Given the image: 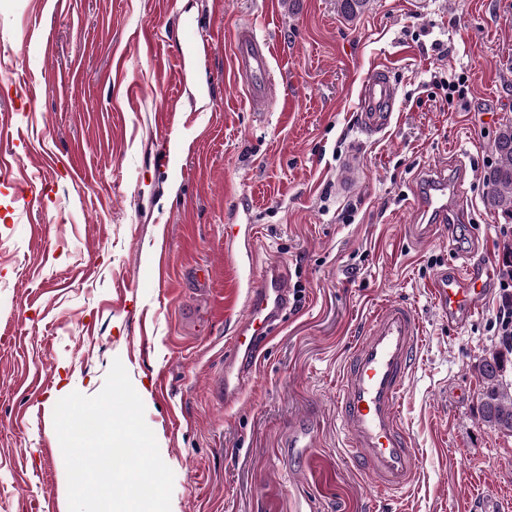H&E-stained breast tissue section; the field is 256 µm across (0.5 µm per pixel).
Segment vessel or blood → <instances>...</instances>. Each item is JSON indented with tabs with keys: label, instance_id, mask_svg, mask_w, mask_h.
I'll return each mask as SVG.
<instances>
[{
	"label": "vessel or blood",
	"instance_id": "obj_1",
	"mask_svg": "<svg viewBox=\"0 0 512 512\" xmlns=\"http://www.w3.org/2000/svg\"><path fill=\"white\" fill-rule=\"evenodd\" d=\"M200 27L194 19L181 24L179 48L191 57L197 48ZM272 52L268 42L251 28L235 35V79L248 92L257 112L268 111L274 100ZM398 96L387 69H375L360 91L358 124L369 137L386 131L395 119ZM361 169V156L350 152L338 179L341 192H348ZM461 184H449L445 176H426L414 210L432 214L431 224H413L409 230L417 242L445 231L451 217L448 199L463 196ZM494 288L486 261L465 256L463 262L437 272L431 294L439 312L449 323L462 326L480 313ZM293 290L284 266L267 263L254 273L246 292V310L239 315L233 335L224 348V375L217 393L225 404H236L253 383L260 364V350L278 332L293 306ZM422 345V329L416 312L396 300L378 305L361 336L348 350L336 388V418L343 435L345 460L385 494L407 492L418 478V450L402 424L400 402L410 383Z\"/></svg>",
	"mask_w": 512,
	"mask_h": 512
}]
</instances>
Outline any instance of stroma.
I'll list each match as a JSON object with an SVG mask.
<instances>
[{
	"label": "stroma",
	"mask_w": 512,
	"mask_h": 512,
	"mask_svg": "<svg viewBox=\"0 0 512 512\" xmlns=\"http://www.w3.org/2000/svg\"><path fill=\"white\" fill-rule=\"evenodd\" d=\"M185 18L202 27L188 64ZM244 24L273 49L267 112L233 77ZM382 66L396 117L372 140L359 94ZM455 69L468 94L452 103L435 79ZM510 124L512 0H371L353 18L338 0H0V512H69L58 392L98 394L117 359L174 473L171 512H382L343 459L336 384L376 305L399 299L423 343L402 399L420 476L397 512H512V436L483 423L475 370L512 288L462 327L429 291L457 250L507 268L512 217L484 174ZM429 170L463 171L468 198L452 236L421 246L406 226ZM245 222L250 256L224 231ZM272 260L300 299L228 408L224 344L252 265ZM299 424L315 438L292 450ZM361 169V156L356 151H351L342 163V173L338 179V189L341 192H349L357 180Z\"/></svg>",
	"instance_id": "35a3bbf8"
}]
</instances>
